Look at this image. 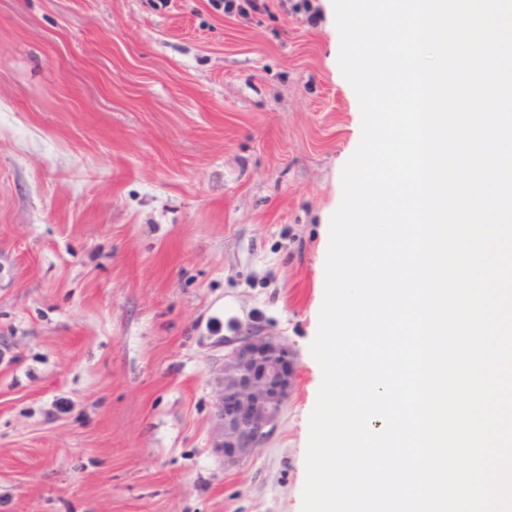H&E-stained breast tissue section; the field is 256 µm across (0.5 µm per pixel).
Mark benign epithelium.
Wrapping results in <instances>:
<instances>
[{"label":"benign epithelium","mask_w":512,"mask_h":512,"mask_svg":"<svg viewBox=\"0 0 512 512\" xmlns=\"http://www.w3.org/2000/svg\"><path fill=\"white\" fill-rule=\"evenodd\" d=\"M295 379L288 348L257 325L224 337L218 378L221 432L215 447L231 466L254 455L278 427Z\"/></svg>","instance_id":"benign-epithelium-1"}]
</instances>
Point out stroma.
Instances as JSON below:
<instances>
[{"instance_id":"stroma-1","label":"stroma","mask_w":512,"mask_h":512,"mask_svg":"<svg viewBox=\"0 0 512 512\" xmlns=\"http://www.w3.org/2000/svg\"><path fill=\"white\" fill-rule=\"evenodd\" d=\"M319 0H0V512H301L356 132ZM296 377L228 467L224 337Z\"/></svg>"}]
</instances>
